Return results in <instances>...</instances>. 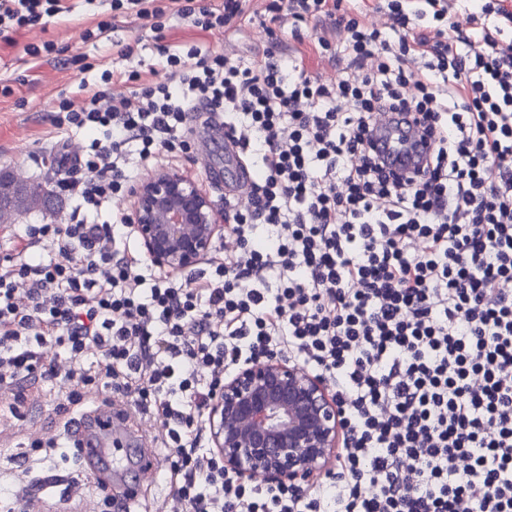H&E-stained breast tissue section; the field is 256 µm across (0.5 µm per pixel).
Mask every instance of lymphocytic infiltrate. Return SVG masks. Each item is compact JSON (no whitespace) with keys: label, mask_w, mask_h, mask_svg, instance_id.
I'll list each match as a JSON object with an SVG mask.
<instances>
[{"label":"lymphocytic infiltrate","mask_w":512,"mask_h":512,"mask_svg":"<svg viewBox=\"0 0 512 512\" xmlns=\"http://www.w3.org/2000/svg\"><path fill=\"white\" fill-rule=\"evenodd\" d=\"M248 0H112L101 39L149 22V73L100 70L84 103H59V224H26L0 258V390L16 407L45 394L56 415L94 386L154 415L170 492L156 512H512V8L465 0H265L293 45L245 54L171 47L166 31L242 35ZM67 0H0V39L70 12ZM385 16L384 25L369 22ZM329 29L304 63L300 24ZM422 118L432 146L406 176L376 145L382 115ZM221 122L253 181L224 205L236 247L176 276L124 247L129 215L90 221L124 194L131 155H189ZM50 241L57 257L35 256ZM61 350L67 370L45 361ZM95 360H88V352ZM292 356L332 386L336 464L308 493L241 483L209 446L207 406L236 366Z\"/></svg>","instance_id":"1"}]
</instances>
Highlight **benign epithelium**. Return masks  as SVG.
I'll return each mask as SVG.
<instances>
[{
  "mask_svg": "<svg viewBox=\"0 0 512 512\" xmlns=\"http://www.w3.org/2000/svg\"><path fill=\"white\" fill-rule=\"evenodd\" d=\"M125 199L145 254L173 274L202 263L223 230L207 194L177 172L153 171ZM208 427L224 470L301 492L330 469L342 436L327 382L285 357L246 364L225 378L208 408Z\"/></svg>",
  "mask_w": 512,
  "mask_h": 512,
  "instance_id": "obj_1",
  "label": "benign epithelium"
}]
</instances>
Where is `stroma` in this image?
<instances>
[{"instance_id":"1","label":"stroma","mask_w":512,"mask_h":512,"mask_svg":"<svg viewBox=\"0 0 512 512\" xmlns=\"http://www.w3.org/2000/svg\"><path fill=\"white\" fill-rule=\"evenodd\" d=\"M68 17L52 21L47 27H30L16 36L15 44L0 41V80L11 85L14 94L0 97V168L13 170L18 176L42 184H56L57 168L53 160L57 137L47 115L56 109L60 97L80 102V79L98 80L99 71L79 75L71 63L73 55L81 53L103 61L114 70H124L116 42L139 38L137 49L141 70L158 65L157 41L150 30L128 24L115 31L113 37L99 41L84 40L85 29L94 27L111 14L110 0H69ZM54 41L58 51L40 62L35 74H28L21 61L23 47L29 43ZM224 142L214 140L209 151L195 152L189 159L170 161V169L196 179L211 197L216 209L224 207V188L211 180L210 165H223ZM13 398L0 392V426L9 439L0 445V484L11 485L20 480L31 483L41 499H58L57 512H99L103 493L92 477L80 473L76 455L60 458L29 454L30 440L55 439L65 442L62 421L54 419L45 406H35L32 412L13 417L9 411Z\"/></svg>"}]
</instances>
